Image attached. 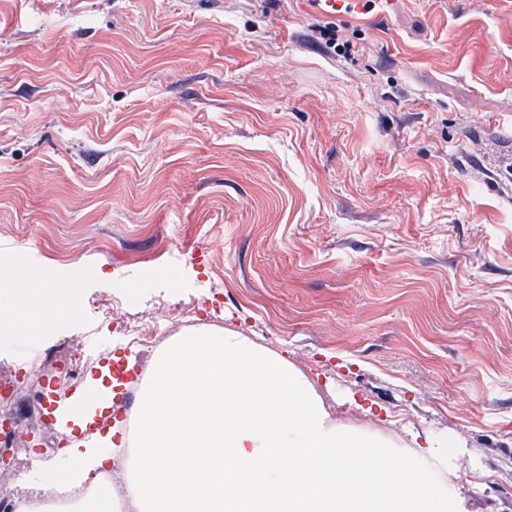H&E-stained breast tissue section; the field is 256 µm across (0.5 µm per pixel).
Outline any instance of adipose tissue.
Returning <instances> with one entry per match:
<instances>
[{
	"label": "adipose tissue",
	"instance_id": "obj_1",
	"mask_svg": "<svg viewBox=\"0 0 512 512\" xmlns=\"http://www.w3.org/2000/svg\"><path fill=\"white\" fill-rule=\"evenodd\" d=\"M34 315L0 292V322L34 334L68 298L31 293ZM136 430L113 497L111 434L70 442L53 484L90 485L75 512H466L457 449L331 416L313 382L240 333L195 328L164 345L140 388Z\"/></svg>",
	"mask_w": 512,
	"mask_h": 512
}]
</instances>
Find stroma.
I'll use <instances>...</instances> for the list:
<instances>
[{
	"mask_svg": "<svg viewBox=\"0 0 512 512\" xmlns=\"http://www.w3.org/2000/svg\"><path fill=\"white\" fill-rule=\"evenodd\" d=\"M77 261L45 344L140 363L191 308L512 512V0H0V267Z\"/></svg>",
	"mask_w": 512,
	"mask_h": 512,
	"instance_id": "stroma-1",
	"label": "stroma"
}]
</instances>
